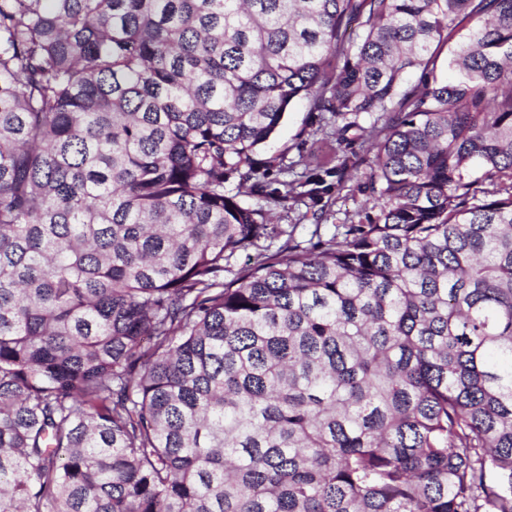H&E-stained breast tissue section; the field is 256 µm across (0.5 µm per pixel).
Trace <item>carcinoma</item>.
<instances>
[{"label": "carcinoma", "mask_w": 512, "mask_h": 512, "mask_svg": "<svg viewBox=\"0 0 512 512\" xmlns=\"http://www.w3.org/2000/svg\"><path fill=\"white\" fill-rule=\"evenodd\" d=\"M301 99L374 213L234 271ZM0 512H512V0H0Z\"/></svg>", "instance_id": "obj_1"}]
</instances>
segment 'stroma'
<instances>
[{
	"label": "stroma",
	"instance_id": "1",
	"mask_svg": "<svg viewBox=\"0 0 512 512\" xmlns=\"http://www.w3.org/2000/svg\"><path fill=\"white\" fill-rule=\"evenodd\" d=\"M343 121L329 112L311 111L308 102L300 101L285 114L275 139L266 149V156L274 157L268 181L289 180L291 171H307L311 176H323L325 170L336 167L341 157L356 153L365 163L343 182L341 191H329L320 201L304 200L283 208L272 202L240 192L237 176H230L224 184L226 194L237 196L249 207H260L270 213V222L282 230L293 232L300 240L312 235L330 237L336 225L363 222L366 197L359 186L369 171L367 161L373 152L368 141L353 134L338 137L337 129Z\"/></svg>",
	"mask_w": 512,
	"mask_h": 512
}]
</instances>
